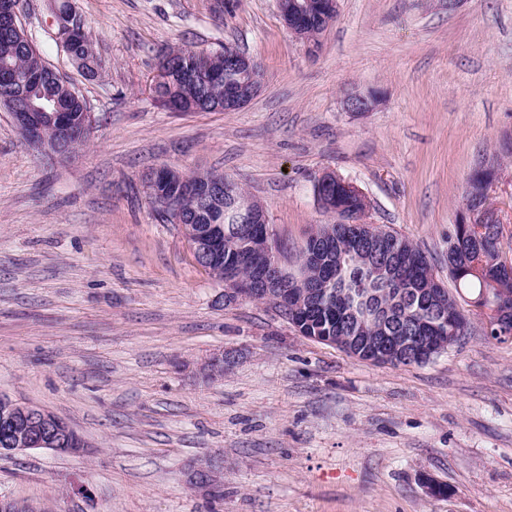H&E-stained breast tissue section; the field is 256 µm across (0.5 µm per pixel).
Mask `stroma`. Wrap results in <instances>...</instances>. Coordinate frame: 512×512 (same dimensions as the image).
Instances as JSON below:
<instances>
[{
	"label": "stroma",
	"mask_w": 512,
	"mask_h": 512,
	"mask_svg": "<svg viewBox=\"0 0 512 512\" xmlns=\"http://www.w3.org/2000/svg\"><path fill=\"white\" fill-rule=\"evenodd\" d=\"M102 66L88 80L51 24L19 19L86 98L93 134L50 159L0 108V394L53 412L89 442L0 459V500L33 512H512V341L483 334L421 365L357 360L299 336L271 305L224 304L143 175L223 173L267 211L278 257L330 222L314 184L353 182L364 220L417 243L448 277V232L468 179L512 258V0H340L317 52L276 0H71ZM233 44L260 61L235 112H171L149 85L157 55ZM378 91L369 112L346 98ZM223 353L224 377L198 366ZM223 461V497L190 463ZM447 488L429 495L426 481ZM220 468L209 456L198 458L191 466L189 473L190 483L197 489L204 492H212L217 484Z\"/></svg>",
	"instance_id": "1"
}]
</instances>
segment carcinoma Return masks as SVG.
Returning a JSON list of instances; mask_svg holds the SVG:
<instances>
[{
    "label": "carcinoma",
    "instance_id": "cac0c4a2",
    "mask_svg": "<svg viewBox=\"0 0 512 512\" xmlns=\"http://www.w3.org/2000/svg\"><path fill=\"white\" fill-rule=\"evenodd\" d=\"M235 50L224 45L219 52H206L191 46H174L162 52L169 57L165 71L152 79L151 92L157 102L171 112H219L224 109V55ZM71 57L84 61L94 70L101 60L86 35L75 37L68 46ZM45 62L24 29L4 26L0 15V107L23 94L47 112H58L62 121L48 123L43 130L46 144L63 143L76 152L87 142L89 119L86 100L69 83L44 70ZM169 180L150 172L145 176L146 197L160 210L157 190H168L181 181L215 177L212 171H168ZM322 208L336 215V221L318 225L320 240L333 241L328 264L313 266L306 256L313 240H306L299 253L298 272L288 275V287L295 301L305 308L288 309V318L326 324L336 336V347L349 351L342 337L350 335L351 307L368 296L367 315L359 325V335L376 340L383 336H420L432 343L437 336L457 343L470 328L469 310L474 300L498 306L497 317L484 326V335L499 342L512 339V261L503 257V231L479 238L472 224H455L448 233V278L454 291L444 288L425 254L417 244L387 230L382 225L362 220L368 201L336 181L315 184ZM224 268L232 269L241 287L253 288V269L249 251L235 238L224 236ZM336 279V300L326 304L323 285ZM411 288H432L435 295L422 297L414 306L401 307L395 300Z\"/></svg>",
    "mask_w": 512,
    "mask_h": 512
}]
</instances>
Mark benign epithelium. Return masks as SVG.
<instances>
[{"label": "benign epithelium", "mask_w": 512, "mask_h": 512, "mask_svg": "<svg viewBox=\"0 0 512 512\" xmlns=\"http://www.w3.org/2000/svg\"><path fill=\"white\" fill-rule=\"evenodd\" d=\"M278 11L284 25L297 36L300 28L309 25L312 18L326 20L337 13L338 3L335 0H278ZM52 13L62 41L68 42L82 31L79 16L73 11H62L56 0ZM227 66L237 73L239 82L229 86L224 94V111L235 112L258 94L263 71L260 63L248 55L229 58ZM378 102L379 97L373 91L356 92L347 97L346 109L350 112H369ZM13 119L28 142L34 148L41 149L37 141L39 125L36 117L30 112H15ZM181 191L184 196L197 198L210 208L209 223L184 224L180 204L171 200L165 205L172 221L182 225L194 254L204 258L205 265L224 263V225L230 222L247 225L246 235L261 288H241L238 279L229 272L223 280L225 303L251 299L259 293L274 308L288 311L285 271L276 255L262 204L247 194L233 192L224 180L189 182ZM466 214L470 223L478 225L482 233L487 231L486 225L500 223L498 209L487 200L475 207H467ZM412 346L413 342L406 336H385L380 341L362 346L361 353L383 361L408 353ZM199 373L208 380L223 379L224 353H217L204 361ZM0 423L7 427L10 435L5 440L6 447H0V458H11L31 450L79 456L88 453L85 440L68 422L39 407L1 396ZM219 473L220 468L214 459L206 455L193 463L189 480L195 488L211 492L216 487Z\"/></svg>", "instance_id": "benign-epithelium-1"}]
</instances>
